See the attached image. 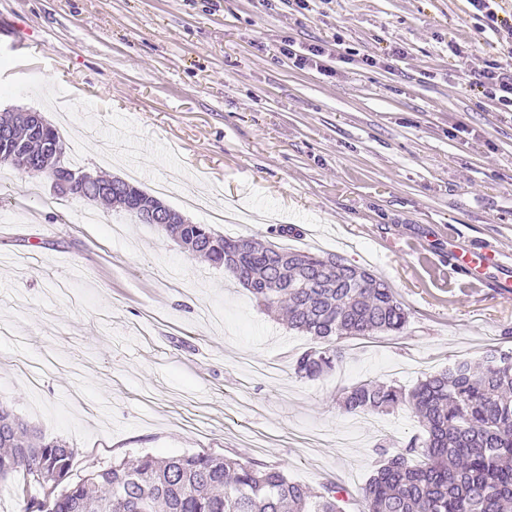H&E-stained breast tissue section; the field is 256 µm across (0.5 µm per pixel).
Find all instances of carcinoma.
Segmentation results:
<instances>
[{
  "label": "carcinoma",
  "mask_w": 512,
  "mask_h": 512,
  "mask_svg": "<svg viewBox=\"0 0 512 512\" xmlns=\"http://www.w3.org/2000/svg\"><path fill=\"white\" fill-rule=\"evenodd\" d=\"M112 194L150 199L112 178ZM170 239L232 276L267 312L311 338L294 373L316 379L343 360L349 338L400 333L409 319L392 285L336 255L231 238L206 224L159 225ZM408 406L422 443H380V464L362 488V512H512V355L491 353L476 371L467 360L424 375L411 389L365 381L344 389L347 414ZM74 449L48 439L0 403V479L17 471L43 490L20 512H342L343 488L316 491L282 471L198 452L136 464L115 461L67 482Z\"/></svg>",
  "instance_id": "1"
}]
</instances>
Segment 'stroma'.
Masks as SVG:
<instances>
[{
  "label": "stroma",
  "instance_id": "stroma-1",
  "mask_svg": "<svg viewBox=\"0 0 512 512\" xmlns=\"http://www.w3.org/2000/svg\"><path fill=\"white\" fill-rule=\"evenodd\" d=\"M288 38L344 59L298 69ZM492 64L512 56L466 0H0V112L41 113L88 172L174 180L162 199L190 222L210 217L185 191L265 213L216 230L373 270L410 311L299 378L309 336L223 269L0 167V403L74 448L73 482L205 451L345 485L359 512L380 439L422 429L404 407L343 413V389L512 351V294L448 260L452 243L512 257V112L470 84Z\"/></svg>",
  "mask_w": 512,
  "mask_h": 512
}]
</instances>
